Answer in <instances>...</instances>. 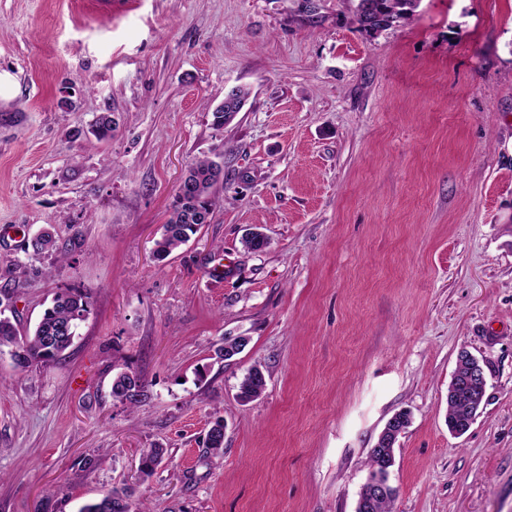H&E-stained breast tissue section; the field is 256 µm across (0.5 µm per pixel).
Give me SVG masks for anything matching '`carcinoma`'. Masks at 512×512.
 I'll list each match as a JSON object with an SVG mask.
<instances>
[{
  "label": "carcinoma",
  "instance_id": "carcinoma-1",
  "mask_svg": "<svg viewBox=\"0 0 512 512\" xmlns=\"http://www.w3.org/2000/svg\"><path fill=\"white\" fill-rule=\"evenodd\" d=\"M353 21L367 35L373 32L363 26V18L372 21V26H383L387 30L391 22H403L410 18L417 6V0H346ZM250 94L248 88L236 86L228 91L223 105L213 110L214 125L224 126V113L238 112ZM116 125L112 113L99 114L93 124V135L97 141L112 138ZM224 182V171L216 167V161L202 158L188 166L172 202V210L163 234L156 242L155 253L159 258L169 256L173 251L189 242L198 232V227L208 224L213 214V189ZM87 297L73 291L55 294L52 305L47 308L34 326L32 333L23 336L11 319L0 313V354L14 350L24 353L19 368L25 369L39 362L54 361L73 344L77 336L79 322L88 312ZM248 340L243 336L224 339L218 356L224 360L240 353ZM266 377L259 366H253L240 384L239 397L244 401L257 398L264 391ZM112 397L134 408L148 399V389L144 379L136 372H120L112 380ZM485 395V390L468 385L448 397V429L467 432L472 424L473 403ZM395 423L389 430L378 436L370 449V481L382 486L381 495L369 505H358V512H392V504L397 488L389 484L391 460L398 437L394 431L409 425V415L405 412L394 414ZM207 448L215 454L224 452V420L217 419L207 432ZM162 461V449L152 448L143 454L140 463V476L147 480ZM80 512H131L129 495L110 493L100 501L85 505Z\"/></svg>",
  "mask_w": 512,
  "mask_h": 512
}]
</instances>
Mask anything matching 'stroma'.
Masks as SVG:
<instances>
[{
	"mask_svg": "<svg viewBox=\"0 0 512 512\" xmlns=\"http://www.w3.org/2000/svg\"><path fill=\"white\" fill-rule=\"evenodd\" d=\"M302 3L0 0V293L22 330L54 293L90 301L63 360L0 358V512L111 491L148 512H355L400 411L394 512H512V0H419L373 37L343 0ZM205 156L224 161L212 219L155 259ZM51 227L59 252L34 254ZM463 347L487 387L456 437ZM256 364L266 389L241 402ZM124 371L148 386L132 410ZM250 94V91L248 88L243 86H236L233 87L231 90L228 91V93L224 97V102L222 103V106H217L213 110V118H214V125L216 127H224L227 123H229L233 118L236 116L234 114L231 117H227L228 121L225 124V112H240L242 109L243 102L247 100L248 96ZM244 105V104H243ZM136 389L135 394L129 391ZM112 397L125 402L130 408L137 407L148 399V389L144 379L136 372H120L112 380Z\"/></svg>",
	"mask_w": 512,
	"mask_h": 512,
	"instance_id": "obj_1",
	"label": "stroma"
}]
</instances>
